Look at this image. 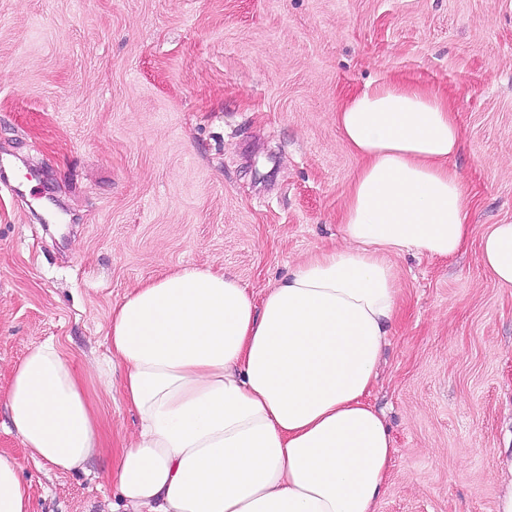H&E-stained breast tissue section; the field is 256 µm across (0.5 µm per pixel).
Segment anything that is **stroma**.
Wrapping results in <instances>:
<instances>
[{
	"label": "stroma",
	"mask_w": 512,
	"mask_h": 512,
	"mask_svg": "<svg viewBox=\"0 0 512 512\" xmlns=\"http://www.w3.org/2000/svg\"><path fill=\"white\" fill-rule=\"evenodd\" d=\"M445 94L472 199L451 258L394 257L400 316L370 403L396 454L378 512H498L512 491V288L480 260L512 223V0H0V451L32 512H111L136 419L112 308L183 266L254 293L341 241L359 165L333 120L368 83ZM57 340L108 446L85 470L8 431L11 367Z\"/></svg>",
	"instance_id": "stroma-1"
}]
</instances>
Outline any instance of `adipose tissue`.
<instances>
[{
    "mask_svg": "<svg viewBox=\"0 0 512 512\" xmlns=\"http://www.w3.org/2000/svg\"><path fill=\"white\" fill-rule=\"evenodd\" d=\"M335 122L361 160L340 244L259 299L235 276L183 267L113 307L111 353L138 420L115 453L124 512H378L396 449L367 396L399 315L391 259L458 253L471 197L441 94L369 84ZM480 259L512 288V223L490 226ZM5 399L36 462L81 470L104 446L85 377L53 340L14 366ZM30 488L0 454V512H30Z\"/></svg>",
    "mask_w": 512,
    "mask_h": 512,
    "instance_id": "ef3b65f1",
    "label": "adipose tissue"
}]
</instances>
